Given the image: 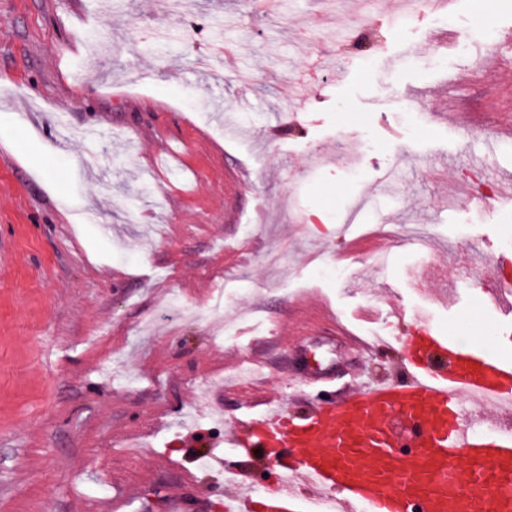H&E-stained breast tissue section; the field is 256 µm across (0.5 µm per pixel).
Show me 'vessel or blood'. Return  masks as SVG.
Here are the masks:
<instances>
[{"instance_id":"1","label":"vessel or blood","mask_w":512,"mask_h":512,"mask_svg":"<svg viewBox=\"0 0 512 512\" xmlns=\"http://www.w3.org/2000/svg\"><path fill=\"white\" fill-rule=\"evenodd\" d=\"M407 372L301 415L274 401L228 428L233 447L266 449L277 481L260 491L227 476L222 512H298L301 485L332 496L336 512H512V432L485 436L459 407L511 412L512 361L430 328ZM460 453L466 464H454Z\"/></svg>"}]
</instances>
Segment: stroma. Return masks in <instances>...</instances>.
Listing matches in <instances>:
<instances>
[{
	"label": "stroma",
	"instance_id": "1",
	"mask_svg": "<svg viewBox=\"0 0 512 512\" xmlns=\"http://www.w3.org/2000/svg\"><path fill=\"white\" fill-rule=\"evenodd\" d=\"M108 2L0 0V512H107L122 490L199 512L223 466L253 470L224 426L266 400L394 379L425 327L503 354L512 140L470 159L512 128V0L402 27V0H195L180 21Z\"/></svg>",
	"mask_w": 512,
	"mask_h": 512
}]
</instances>
